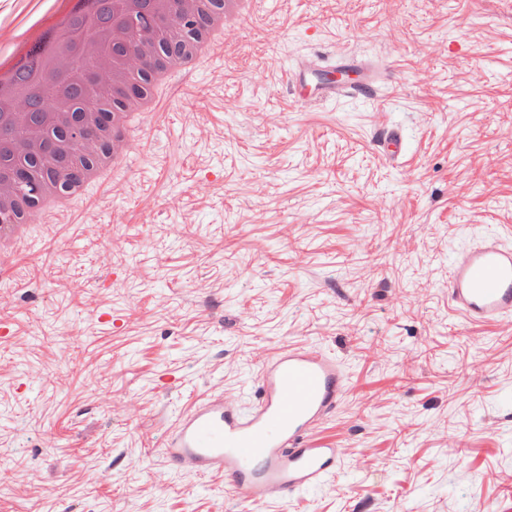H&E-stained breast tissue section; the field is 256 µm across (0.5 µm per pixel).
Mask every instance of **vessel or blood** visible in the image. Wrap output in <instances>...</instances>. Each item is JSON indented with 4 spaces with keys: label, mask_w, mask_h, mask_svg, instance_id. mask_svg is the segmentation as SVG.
<instances>
[{
    "label": "vessel or blood",
    "mask_w": 512,
    "mask_h": 512,
    "mask_svg": "<svg viewBox=\"0 0 512 512\" xmlns=\"http://www.w3.org/2000/svg\"><path fill=\"white\" fill-rule=\"evenodd\" d=\"M382 68L349 55L325 64L300 62L288 74L295 101L312 104L346 95L375 94ZM395 128L378 132L375 146L389 159L402 154ZM448 303L467 323L512 316V242L498 235L474 240L448 271ZM258 395L248 408L211 397L181 415L163 451L176 469L224 476L226 490L246 503L276 493L291 498L335 476L343 449L317 440L314 429L334 415L347 391L341 362L318 348L276 351L260 368Z\"/></svg>",
    "instance_id": "obj_1"
}]
</instances>
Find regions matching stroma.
<instances>
[{"instance_id": "35a3bbf8", "label": "stroma", "mask_w": 512, "mask_h": 512, "mask_svg": "<svg viewBox=\"0 0 512 512\" xmlns=\"http://www.w3.org/2000/svg\"><path fill=\"white\" fill-rule=\"evenodd\" d=\"M315 54L387 80L297 103L287 70ZM487 231L512 238V0H262L0 270V512H512V318L448 304ZM295 344L348 370L316 429L334 478L242 504L169 465L177 417L249 405ZM403 145V136L396 128H386L376 134V149L389 159L398 160L402 154Z\"/></svg>"}]
</instances>
